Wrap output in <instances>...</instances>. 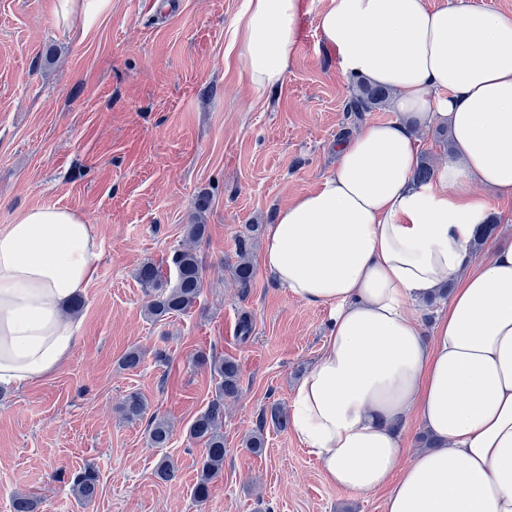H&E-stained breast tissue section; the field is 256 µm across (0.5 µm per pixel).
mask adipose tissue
<instances>
[{"label": "adipose tissue", "mask_w": 512, "mask_h": 512, "mask_svg": "<svg viewBox=\"0 0 512 512\" xmlns=\"http://www.w3.org/2000/svg\"><path fill=\"white\" fill-rule=\"evenodd\" d=\"M112 0H56L92 30ZM302 0H245L241 62L281 83ZM342 74L390 89L393 120L343 140L336 168L269 225L263 269L328 307L331 329L291 402L297 438L336 487L387 489L385 512H512V245L476 258L493 200L512 199V14L473 0H331L318 20ZM451 141L417 184V132ZM99 244L78 213L40 206L0 226V386L22 388L78 345L66 309L95 274ZM431 333L417 309L442 285ZM417 420L430 447L409 453Z\"/></svg>", "instance_id": "obj_1"}]
</instances>
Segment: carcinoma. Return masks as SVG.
<instances>
[{"mask_svg":"<svg viewBox=\"0 0 512 512\" xmlns=\"http://www.w3.org/2000/svg\"><path fill=\"white\" fill-rule=\"evenodd\" d=\"M389 96L390 93L384 88L360 83L347 104L346 111L358 114L370 112L385 103ZM185 233L186 239L175 251L172 259L176 272L173 286L168 289L160 288V270L151 262L143 263L138 269L139 283L150 297L145 312L156 322L187 313L201 294L202 266L196 253V244L204 239L207 225L196 221L185 226ZM233 273L240 287H250L255 271L250 246L244 240L238 244ZM209 365L211 372L219 378L215 397L188 428L189 437L203 446L201 475L193 489L194 498L198 502L209 498L211 480L224 469V400L235 398L239 394V371L233 359L215 356ZM171 436V426L167 420L155 417L148 423V437L154 447H165ZM99 484V474L91 465L76 468L71 473L70 488L80 500L95 497Z\"/></svg>","mask_w":512,"mask_h":512,"instance_id":"carcinoma-1","label":"carcinoma"}]
</instances>
